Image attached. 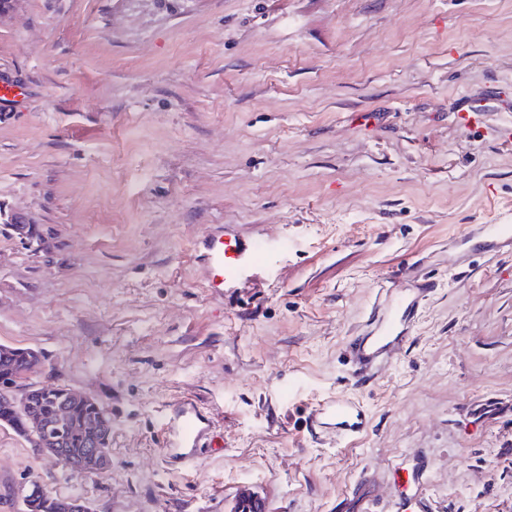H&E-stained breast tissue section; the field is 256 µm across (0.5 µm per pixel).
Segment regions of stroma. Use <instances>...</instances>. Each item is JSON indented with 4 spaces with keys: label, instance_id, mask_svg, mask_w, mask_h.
<instances>
[{
    "label": "stroma",
    "instance_id": "stroma-1",
    "mask_svg": "<svg viewBox=\"0 0 512 512\" xmlns=\"http://www.w3.org/2000/svg\"><path fill=\"white\" fill-rule=\"evenodd\" d=\"M0 77L27 89L0 209L46 240L0 224V343L112 419L97 477L0 426V512L33 481L94 512H346L365 479L396 512L418 462L431 512H512V250L460 245L512 225V0H13ZM224 231L271 248L211 288ZM406 265L434 289L358 383L345 344ZM337 395L367 412L347 439L310 423ZM185 397L215 438L191 466L158 426Z\"/></svg>",
    "mask_w": 512,
    "mask_h": 512
}]
</instances>
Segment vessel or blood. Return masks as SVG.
Here are the masks:
<instances>
[{"label": "vessel or blood", "mask_w": 512, "mask_h": 512, "mask_svg": "<svg viewBox=\"0 0 512 512\" xmlns=\"http://www.w3.org/2000/svg\"><path fill=\"white\" fill-rule=\"evenodd\" d=\"M467 240L477 241L483 248L495 252L504 247L512 248V226L508 224H476L466 235ZM204 260L210 271L209 285L223 287L225 281L237 278L244 268L256 265L264 245L257 239L218 233L203 242ZM399 279L382 282L373 302L366 329L351 337L347 349L352 359L353 374L358 379L372 380L388 370L395 353L409 339L418 316L419 308L432 290L429 282L418 281L413 287L402 288ZM364 407L345 397L319 402L313 409V419L333 418L339 429L357 433L362 428ZM163 430L169 431L185 448L187 461H195L199 448L206 446L210 425L204 411L192 401L184 402L175 418L164 420ZM400 512H424L426 504L420 487L410 480H400Z\"/></svg>", "instance_id": "b4317fda"}]
</instances>
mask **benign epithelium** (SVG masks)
Segmentation results:
<instances>
[{
    "mask_svg": "<svg viewBox=\"0 0 512 512\" xmlns=\"http://www.w3.org/2000/svg\"><path fill=\"white\" fill-rule=\"evenodd\" d=\"M0 222L9 225L10 229L16 232L17 238L25 242L28 241V233L23 226L29 225V222L22 216L0 210ZM0 386L9 389L13 396V401L7 407L6 412L11 415H21L27 420L26 434L38 452L87 476L101 475L111 468L112 457L104 450L112 425L107 416L100 414L92 419L87 427L84 447L70 451L60 447V442L45 436L47 419L61 421L65 417V411L58 409L51 417L47 418L32 410L33 397L42 392L41 388L32 384L25 385L19 378L8 375L0 377Z\"/></svg>",
    "mask_w": 512,
    "mask_h": 512,
    "instance_id": "1",
    "label": "benign epithelium"
}]
</instances>
